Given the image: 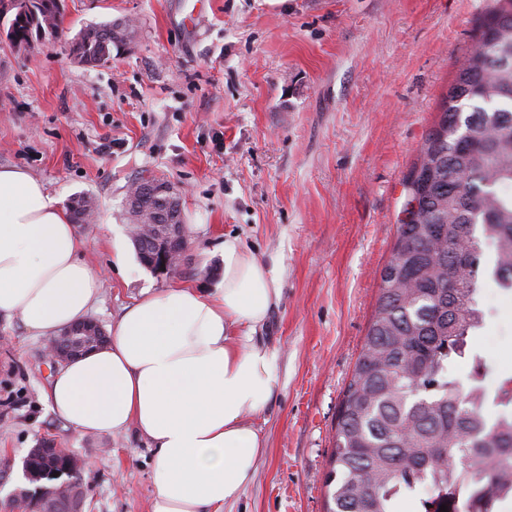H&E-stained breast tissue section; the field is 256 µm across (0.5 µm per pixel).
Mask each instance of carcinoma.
I'll return each mask as SVG.
<instances>
[{
	"mask_svg": "<svg viewBox=\"0 0 512 512\" xmlns=\"http://www.w3.org/2000/svg\"><path fill=\"white\" fill-rule=\"evenodd\" d=\"M55 0H36L34 11L8 17L11 46L58 37ZM127 22L84 31L69 44L75 60L96 65L127 45ZM418 199L411 218L397 224L393 255L380 275L379 296L344 390L336 422L329 482V512H397L403 497L420 512L441 501L447 512H488L486 502L512 493V377L501 382L487 409L483 389L464 390L452 368L470 359L472 336L486 325L476 300L483 244L494 248L491 278L512 289V0H498L474 49L456 64L440 119L429 132L405 180ZM127 197L138 205L128 221L182 224L180 198L150 195L141 181ZM93 201L70 199L82 223ZM39 477L22 499L49 490L72 473V459L30 461Z\"/></svg>",
	"mask_w": 512,
	"mask_h": 512,
	"instance_id": "cac0c4a2",
	"label": "carcinoma"
}]
</instances>
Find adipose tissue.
Segmentation results:
<instances>
[{
	"mask_svg": "<svg viewBox=\"0 0 512 512\" xmlns=\"http://www.w3.org/2000/svg\"><path fill=\"white\" fill-rule=\"evenodd\" d=\"M44 183L0 167V316L50 340L86 321L101 279ZM281 273L224 242L221 288L144 290L108 343L64 364L51 408L81 433L135 429L155 450L148 512H224L253 481L267 440L253 424L279 388L276 354L255 338Z\"/></svg>",
	"mask_w": 512,
	"mask_h": 512,
	"instance_id": "obj_1",
	"label": "adipose tissue"
}]
</instances>
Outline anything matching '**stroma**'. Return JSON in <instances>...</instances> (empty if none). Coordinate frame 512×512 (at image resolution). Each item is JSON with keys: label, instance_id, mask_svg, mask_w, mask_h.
Returning a JSON list of instances; mask_svg holds the SVG:
<instances>
[{"label": "stroma", "instance_id": "obj_1", "mask_svg": "<svg viewBox=\"0 0 512 512\" xmlns=\"http://www.w3.org/2000/svg\"><path fill=\"white\" fill-rule=\"evenodd\" d=\"M496 0H64L62 35L15 51L0 38V166L39 178L60 206L87 194L83 259L102 279L92 319L114 323L143 289L215 290L224 241L277 265L282 299L260 331L281 385L256 417L267 450L224 512H328L336 415L392 257L405 178L437 124L460 57ZM131 21L135 38L97 66L71 58L80 31ZM182 192L179 274L140 264L126 220L138 177ZM123 248L127 262L113 268ZM485 367L512 375V290L479 279ZM44 339L0 317V486L23 481L42 437L91 462L88 512H148L154 450L135 431L81 434L53 410Z\"/></svg>", "mask_w": 512, "mask_h": 512}]
</instances>
